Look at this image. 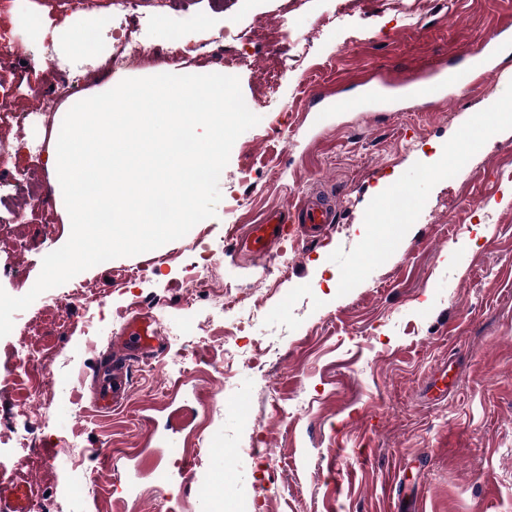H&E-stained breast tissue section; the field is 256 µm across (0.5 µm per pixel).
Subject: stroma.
I'll return each mask as SVG.
<instances>
[{
    "mask_svg": "<svg viewBox=\"0 0 512 512\" xmlns=\"http://www.w3.org/2000/svg\"><path fill=\"white\" fill-rule=\"evenodd\" d=\"M111 2L0 0V47L21 46L29 65L22 74L14 56L0 58V82H24L0 103V195L12 198L0 288L11 296L29 292L71 234L46 167L43 99L80 101L166 72L158 58L175 27L212 46L230 26L275 28L246 48L247 98L269 92L273 58L299 41L311 48L235 141L215 217L15 314L0 338V512H237L243 500L256 512H512V179L500 176L512 172V120L469 138L512 96V61L480 83L461 61L512 25V0H136L130 27L148 56L122 76L56 51L52 33L93 14L99 50L111 52ZM34 13L50 33L34 30ZM440 66L456 90L436 109L429 86L396 110L373 108L358 88L375 72L410 79ZM320 88L342 102L326 136L312 104ZM459 158L461 175L443 178ZM25 171L54 224L16 196ZM316 185L340 201L324 240L283 243V273L270 255L231 263L240 228ZM399 193L419 210L362 234L368 212ZM230 294L252 310L248 333L224 309ZM138 309L159 318L164 347L134 365L126 407L98 415L93 370ZM257 350L260 369L247 362Z\"/></svg>",
    "mask_w": 512,
    "mask_h": 512,
    "instance_id": "stroma-1",
    "label": "stroma"
}]
</instances>
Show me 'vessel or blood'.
<instances>
[{"label":"vessel or blood","instance_id":"1","mask_svg":"<svg viewBox=\"0 0 512 512\" xmlns=\"http://www.w3.org/2000/svg\"><path fill=\"white\" fill-rule=\"evenodd\" d=\"M506 53H512L511 36L486 47L476 65L477 71L485 77L498 72L497 59ZM338 215L335 195H301L294 204L268 210L257 223L247 225L236 237L230 257L235 260L264 255L289 236L312 242L320 240L336 223ZM162 344L159 322L151 312H140L126 323L97 376V397L93 403L96 412L111 414L127 401L132 363L152 357Z\"/></svg>","mask_w":512,"mask_h":512}]
</instances>
